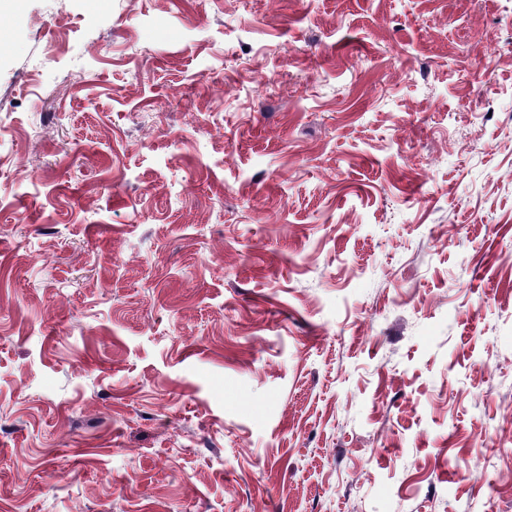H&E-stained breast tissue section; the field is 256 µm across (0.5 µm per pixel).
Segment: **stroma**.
Segmentation results:
<instances>
[{
	"instance_id": "obj_1",
	"label": "stroma",
	"mask_w": 512,
	"mask_h": 512,
	"mask_svg": "<svg viewBox=\"0 0 512 512\" xmlns=\"http://www.w3.org/2000/svg\"><path fill=\"white\" fill-rule=\"evenodd\" d=\"M0 512H512V0H0Z\"/></svg>"
}]
</instances>
